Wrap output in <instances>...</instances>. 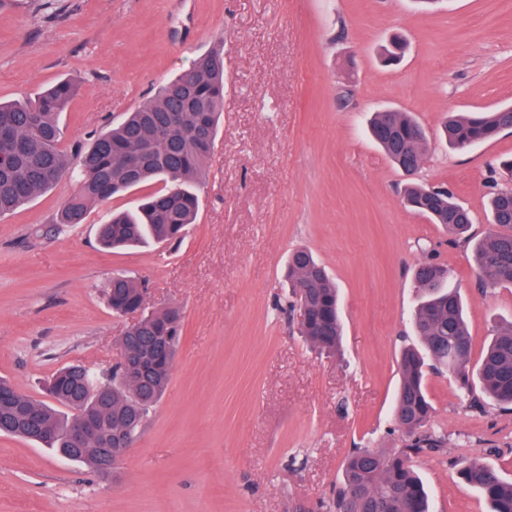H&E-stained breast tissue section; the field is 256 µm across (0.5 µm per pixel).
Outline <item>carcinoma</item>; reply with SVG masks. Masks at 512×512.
Instances as JSON below:
<instances>
[{
    "label": "carcinoma",
    "mask_w": 512,
    "mask_h": 512,
    "mask_svg": "<svg viewBox=\"0 0 512 512\" xmlns=\"http://www.w3.org/2000/svg\"><path fill=\"white\" fill-rule=\"evenodd\" d=\"M72 83L60 81L25 103L0 102V217L30 202L68 178L77 191L34 236L55 237L85 223L92 209L112 196L151 181L165 188L146 196L132 212L101 219L99 242L112 249L134 247L146 241L180 243L188 225L196 223L200 200L194 186L206 175L219 119L224 109V57L220 48L198 57L186 72L159 88L155 97L77 152V161L61 150L63 129L59 117L74 95ZM512 132V106L453 116L442 132L457 149H468L502 132ZM372 139L398 167L419 164L427 150L424 128L408 112H376L369 124ZM500 178H491L490 223L499 230L480 239L467 235L470 211L450 190L416 183L406 189V203L426 213L431 221L471 245L480 274L492 283L512 286V159L499 164ZM288 280L294 307L302 318V336L319 350L340 351L342 327L335 282L306 248L288 257ZM447 268L423 263L414 273L421 301L414 327L422 348H404L398 360L400 383L394 421L406 430L410 443L394 453L358 449L347 459L344 480L328 512H430L424 485L414 470L412 456L445 447L446 439L424 431L433 407L428 399L425 368L446 370L460 389L473 392L469 364L471 336L463 300L449 285ZM112 312H142L136 340L165 338L177 352L183 335L184 312L178 304L147 307L148 284L126 274L106 281ZM168 353L153 356L141 385L118 365L104 371L68 365L52 374L49 400H35L0 377V434L55 450L106 477L104 442L114 433L135 436L164 396L172 374ZM480 391L503 407H512V322L497 328L476 369ZM97 421L96 432L77 446L71 431L81 420ZM460 480L477 490L490 512H512V480L480 460L458 472Z\"/></svg>",
    "instance_id": "1"
}]
</instances>
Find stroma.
<instances>
[{"mask_svg": "<svg viewBox=\"0 0 512 512\" xmlns=\"http://www.w3.org/2000/svg\"><path fill=\"white\" fill-rule=\"evenodd\" d=\"M395 33L407 49L387 66ZM219 45L224 112L181 246L101 249L96 212L30 239L73 194L67 179L0 218V376L34 399L60 366L116 356L127 321L103 296L111 274L146 281L148 306L184 309L168 390L118 479L2 435L0 512H326L354 449L405 443L392 407L400 351L416 339L418 265L450 270L472 363L512 319V287L481 280L470 249L403 199L411 181L451 189L471 235L493 231L486 194L512 134L455 150L440 128L512 105V0L427 12L415 0H0V101L70 81L61 147L86 149ZM387 108L426 131L414 176L369 136L371 113ZM298 247L340 290L342 357L298 332L285 278ZM427 392L428 427L448 439L413 458L434 512H488L457 470L479 459L512 479V411L469 404L446 374H428Z\"/></svg>", "mask_w": 512, "mask_h": 512, "instance_id": "1", "label": "stroma"}]
</instances>
